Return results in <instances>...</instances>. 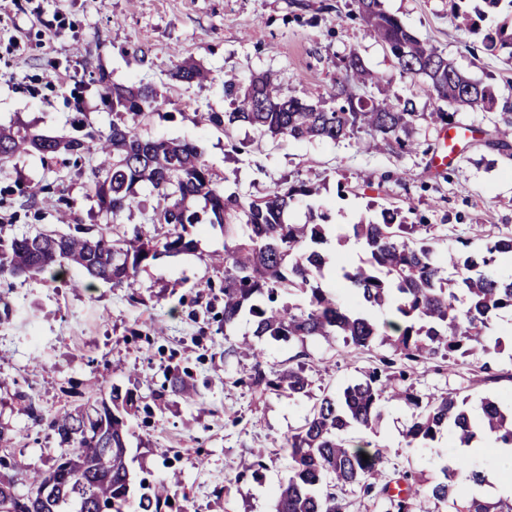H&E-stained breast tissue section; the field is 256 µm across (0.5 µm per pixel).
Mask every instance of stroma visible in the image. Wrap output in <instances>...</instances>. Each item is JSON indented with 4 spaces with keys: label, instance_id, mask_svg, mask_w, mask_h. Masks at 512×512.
Instances as JSON below:
<instances>
[{
    "label": "stroma",
    "instance_id": "stroma-1",
    "mask_svg": "<svg viewBox=\"0 0 512 512\" xmlns=\"http://www.w3.org/2000/svg\"><path fill=\"white\" fill-rule=\"evenodd\" d=\"M419 39L453 60L468 76L497 96L512 95V53L488 50L487 38L512 27V9L500 7L479 20L478 31L460 27L452 0H381ZM358 50L366 67L385 76L383 96L411 99L416 111L440 106L421 80L401 73L389 50L371 35L354 0H30L16 10L0 0V125L22 121L55 136L90 130L108 132L112 112L105 105L106 72L111 82L149 83L164 96L162 108L142 118L141 135L187 140L201 147L227 190L247 197L282 181H310L321 188L318 207L334 223L374 220L385 207L407 209V223L434 225L438 251L481 252L497 227H512V157L490 150L484 131L502 126L500 110H465L460 121L475 130L458 143L452 163H432L440 129L429 120L415 126L418 147L400 153L389 147L365 151L358 138L336 142H297L259 135L247 126L223 131L207 113L227 110L224 76L242 80L272 73L286 97L329 98L341 72L338 62ZM192 61L210 73L205 85L171 79L174 66ZM96 154L81 166L63 167L23 155L0 173V188L12 187L0 201V235L25 231L13 215L29 207L41 213L39 228L67 231L59 220V197L73 204L78 223L103 225L105 217L86 191ZM51 183L55 192L22 195L23 187ZM195 253L164 257L139 275L138 299L105 283L78 290L65 283L33 278H0V385L32 398L44 419L35 425L19 402H0V419L14 428L12 453L44 466L54 441L45 422L68 407L71 382L91 399L108 397L112 387L132 390L140 403L162 392L164 406L149 428L131 412L127 457L133 480L176 472L172 488L186 512H272V491L287 474L283 450L288 433L300 427L324 390L360 379L392 357L388 347L337 355L323 342H310L307 374L310 394L296 401L255 395L246 385L249 359L227 354L214 313L223 307L222 275L210 264L223 251L220 229L195 234ZM163 336H155V326ZM500 349L482 359H439L409 368L420 395L458 390L477 408L485 396L512 394V314L493 320ZM489 371H481V363ZM190 368L198 395L185 400L166 389L170 364ZM414 410L388 408L376 442L387 450L388 471L406 467L436 476L452 449L446 434L427 448L405 447L402 434ZM262 454L261 477L235 481L241 459Z\"/></svg>",
    "mask_w": 512,
    "mask_h": 512
}]
</instances>
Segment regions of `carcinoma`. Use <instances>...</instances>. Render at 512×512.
Segmentation results:
<instances>
[{
  "instance_id": "carcinoma-1",
  "label": "carcinoma",
  "mask_w": 512,
  "mask_h": 512,
  "mask_svg": "<svg viewBox=\"0 0 512 512\" xmlns=\"http://www.w3.org/2000/svg\"><path fill=\"white\" fill-rule=\"evenodd\" d=\"M354 3L401 71L421 77L437 99L457 110L493 109L496 97L488 87L386 13L380 0ZM341 63L345 74L337 82L341 103L335 107H325L320 99L282 97L267 73L247 83L229 76L224 79L229 110L210 112L207 121L226 132L244 123L261 134L296 141H336L361 134L368 149L382 143L402 152L415 149L411 134L421 113L413 103H376L359 94L358 88L366 85L363 58L351 50ZM171 76L188 85L207 81V72L192 62L176 64ZM105 97L116 116L107 135L88 131L59 138L24 124L0 126V162L32 152L50 160L60 154L80 160L95 148L103 160L91 171L86 187L106 223H117L144 187L158 197V210L148 223L161 228L116 238L111 230L76 224L69 233L38 230L0 237L1 277H55L71 265L114 288H135L140 270L150 262L193 250L189 228L218 226L232 240L224 253L211 256L214 270L224 273L219 322L226 337L244 317L253 325V339L228 351L253 359L248 374L252 391H273L292 401L309 393L311 381L301 362L306 353L295 355L299 362L294 366L269 371L260 347L265 337L300 348L309 339H322L331 347L340 341L355 350L379 343L409 363L477 357L488 351L489 343L501 345L490 335L491 322L502 311L512 312V275L503 277L493 266L512 257V231L492 236L484 252L462 258L438 253L434 226L405 223L398 219V207L382 209L375 221L338 227L329 223L327 213L309 205L304 222L287 223L288 208L314 199L320 187L303 181L276 185L243 199L218 183L199 146L136 131L146 112L164 104L153 85H114L106 88ZM508 136L497 128L488 134L486 145L511 157ZM331 231L340 243L352 239L360 244L366 258L352 262L338 255L336 261L329 260L319 247L328 243ZM327 278L335 279L338 287L322 286ZM295 292L307 295L305 304H281L282 294ZM375 309L391 318L376 320ZM467 400L449 393L423 397L408 383L407 372L391 370L388 362L363 380L324 394L288 435V476L274 490L276 512H350L344 494L348 486L374 500L381 512H512L511 499L488 501L462 493L461 485L484 481L483 472L468 461L440 467L431 480L410 468L387 480L385 449L366 440L385 405L403 402L415 409L403 434L409 448H423L444 431L455 448L468 447L480 436L490 445L512 446V410H504L503 401L494 397L483 399L472 412ZM131 401L130 393L114 386L109 398L86 400L54 416L48 429L57 448L44 469L13 453L0 456V467L25 485L23 491L14 490L11 512H33L29 489L44 486L52 488L42 504L46 512H181L178 504L169 503L175 499V473L140 485L139 496L130 497L125 459L129 427L120 408ZM106 448L112 449L107 467L102 464Z\"/></svg>"
}]
</instances>
